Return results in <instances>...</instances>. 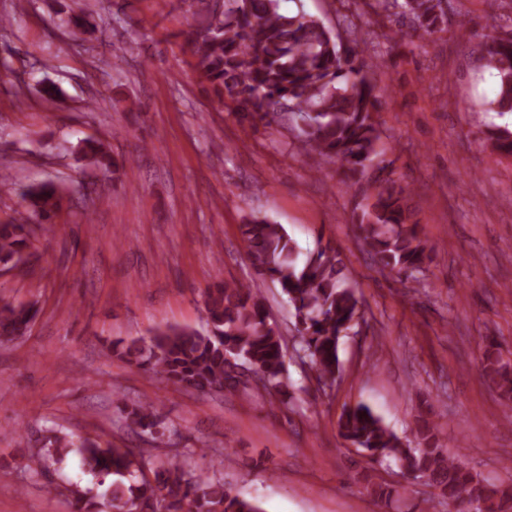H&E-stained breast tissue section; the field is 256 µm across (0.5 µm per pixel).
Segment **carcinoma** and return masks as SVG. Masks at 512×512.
Wrapping results in <instances>:
<instances>
[{"instance_id":"1","label":"carcinoma","mask_w":512,"mask_h":512,"mask_svg":"<svg viewBox=\"0 0 512 512\" xmlns=\"http://www.w3.org/2000/svg\"><path fill=\"white\" fill-rule=\"evenodd\" d=\"M199 2L204 10L192 53L217 104L242 120L267 126L303 121L300 137L313 167L336 160L349 179L365 184L352 223L374 264L406 279L422 271L432 260L431 250L419 236L406 190L386 159L389 147L376 119L384 90L356 40L345 44L319 19L280 13L278 0ZM377 7L387 13L400 10L425 36L446 21L443 0H377ZM69 23L75 36L96 30L88 15ZM483 59L484 67L499 78L497 96L483 107L512 112V33L492 38ZM487 140L496 150L512 153V131L497 127ZM76 161L105 173L116 166L111 145L96 139L83 140ZM60 196L51 183L18 191L15 217L0 224L1 266L12 268L28 255L42 226L54 223ZM242 236L254 271L278 284L294 309L296 351L303 353L318 385L332 386L340 373V338L367 323L338 253L321 248L301 262L284 227L265 218L242 225ZM205 312V334L166 326L148 339L113 345L110 352L185 389L247 395L261 387L271 395L279 392L288 343L270 322L261 292L224 280L207 289ZM35 316L32 305L1 304L0 339L26 335ZM482 375L502 399L512 401V368L492 346L483 354ZM123 414L136 434L148 432L156 439L167 431L156 401L134 403ZM337 429L350 446L372 459L427 478L457 512H512V489L484 483L445 454L438 428L421 414L411 443L362 402L343 409ZM68 456L76 457L101 487L92 497L70 491L73 512H262L256 501L224 488L222 479L195 478L177 465L153 468L151 480L145 473L150 449L118 448L96 437L75 442L49 430L32 451L30 467L39 475Z\"/></svg>"}]
</instances>
